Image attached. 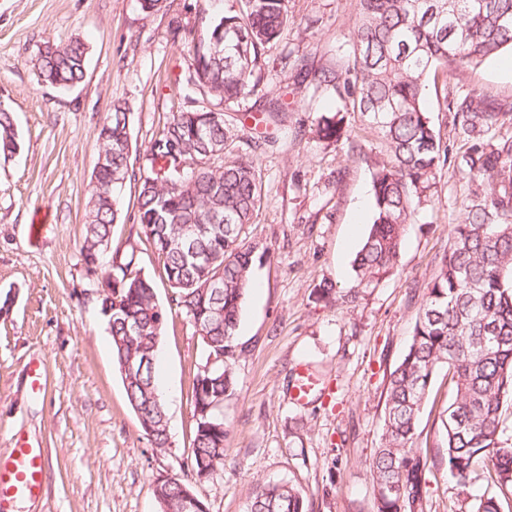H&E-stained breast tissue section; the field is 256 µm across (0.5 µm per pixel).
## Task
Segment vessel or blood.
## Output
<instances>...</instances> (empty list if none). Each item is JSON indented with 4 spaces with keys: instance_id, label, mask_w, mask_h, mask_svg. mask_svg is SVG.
<instances>
[{
    "instance_id": "1",
    "label": "vessel or blood",
    "mask_w": 512,
    "mask_h": 512,
    "mask_svg": "<svg viewBox=\"0 0 512 512\" xmlns=\"http://www.w3.org/2000/svg\"><path fill=\"white\" fill-rule=\"evenodd\" d=\"M45 463L36 449L15 441L8 461L0 463V506L17 497L35 498L42 494Z\"/></svg>"
}]
</instances>
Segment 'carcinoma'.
<instances>
[{
    "label": "carcinoma",
    "instance_id": "1",
    "mask_svg": "<svg viewBox=\"0 0 512 512\" xmlns=\"http://www.w3.org/2000/svg\"><path fill=\"white\" fill-rule=\"evenodd\" d=\"M353 59L346 77L335 69L314 75L319 84L343 87L350 107L372 119L382 134L383 160L372 174L373 208L366 236L352 262L355 285L341 295L354 306L397 267L414 204L430 198L448 148L426 109L430 76L455 78L503 50L512 51V0H357ZM238 8L212 11L197 0L190 27H173L187 48L185 107L171 113L147 148L133 220L143 238L112 253V313L100 310L115 364L151 357L140 378H123L128 402L153 448L170 447L164 402L156 384L157 351L169 313L195 328L201 359L191 399L194 431L186 462L188 480L153 486L159 512H180L191 480L224 467L227 434L224 400L236 390L237 336L253 269L266 252L247 242V226L262 202L255 159L224 156L238 138L224 105L253 91L262 51L288 25L287 0H236ZM88 45L75 37L38 53L40 80L70 89L84 78ZM468 147L458 172L475 185L452 225L448 250L426 286L411 342L389 373L380 446L369 463L377 512H423L425 464L414 448L421 409L436 373L445 369L453 397L440 413L444 461L457 486H467L477 464L497 492L472 512H505L512 503V446L501 440L512 411V104L479 95L451 104ZM281 110L244 113L254 125L280 121ZM130 109L120 101L103 121L99 155L85 205L81 256L98 275L100 253L123 218L120 195L130 174ZM338 113L320 116L323 141L350 138ZM19 149L13 113L0 105V157ZM162 262L170 288L159 301L154 280L138 268L139 244ZM317 302L336 300L329 282L314 286ZM139 332L127 339L126 327ZM247 512H306L304 495L290 484H265Z\"/></svg>",
    "mask_w": 512,
    "mask_h": 512
}]
</instances>
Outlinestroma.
Here are the masks:
<instances>
[{"label": "stroma", "mask_w": 512, "mask_h": 512, "mask_svg": "<svg viewBox=\"0 0 512 512\" xmlns=\"http://www.w3.org/2000/svg\"><path fill=\"white\" fill-rule=\"evenodd\" d=\"M195 0H166L144 16L139 0H0V101L22 142L0 160V459L15 437L45 456V490L13 512H158L155 479L181 474L193 432L191 386L200 340L170 314L157 369L174 394L166 401L171 445L154 451L130 407L112 359L95 282L80 255L99 130L114 101L130 108V166L143 172L151 138L183 105L185 63L173 22L192 25ZM291 24L267 45L257 89L227 114L281 105V125L259 152L243 127L227 155L254 153L264 199L247 239L267 254L256 266L237 341L236 390L224 402L223 470L196 483L206 512H247L256 487L289 482L307 512H374L367 461L382 434L387 376L408 347L423 290L448 248L471 185L454 160L464 135L447 98L475 93L512 103V54L461 78L430 84L431 119L448 147L428 201L407 225L397 274L363 293L355 308L313 302L315 284H354L352 261L371 220L372 170L383 150L366 117L346 112L348 141L315 138L318 118L344 109L333 88L281 70L305 57L309 71L345 70L353 56L356 0H288ZM83 36L91 45L84 80L61 91L43 84L30 60L46 43ZM44 213L43 239L30 237ZM45 366L33 393L29 363ZM305 368L326 390L294 404L291 383ZM452 397L437 374L415 438L429 479L424 512H470L490 494L483 467L459 488L443 462L439 414Z\"/></svg>", "instance_id": "35a3bbf8"}]
</instances>
